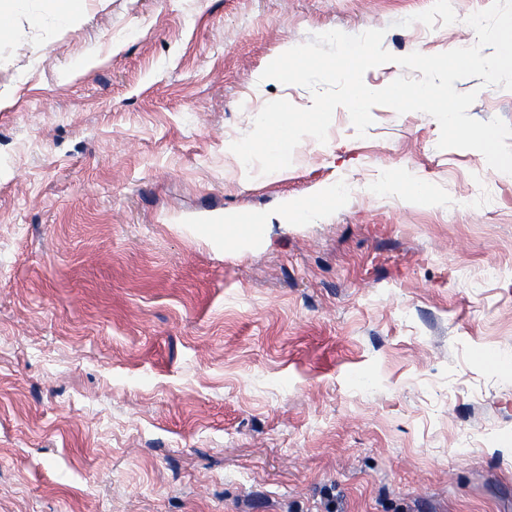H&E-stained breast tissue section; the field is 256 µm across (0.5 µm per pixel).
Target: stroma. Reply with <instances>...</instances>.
Wrapping results in <instances>:
<instances>
[{"instance_id": "35a3bbf8", "label": "stroma", "mask_w": 512, "mask_h": 512, "mask_svg": "<svg viewBox=\"0 0 512 512\" xmlns=\"http://www.w3.org/2000/svg\"><path fill=\"white\" fill-rule=\"evenodd\" d=\"M491 3L0 17V512H512V176L386 106L362 138L337 108L268 175L230 150L266 103L311 106L261 74L312 35L433 55ZM455 87L512 125V90ZM255 213L250 248L206 231ZM340 199L335 189L318 192L305 201L289 202L279 215L286 223L306 221L315 211L335 208Z\"/></svg>"}]
</instances>
